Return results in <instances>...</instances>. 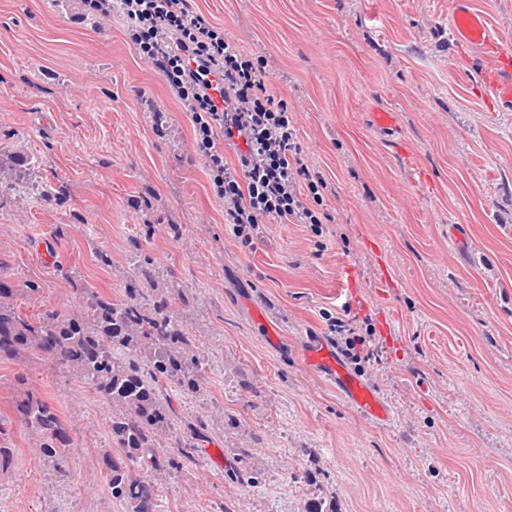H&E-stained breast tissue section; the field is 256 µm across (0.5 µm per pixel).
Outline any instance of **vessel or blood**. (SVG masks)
<instances>
[{"instance_id": "1", "label": "vessel or blood", "mask_w": 512, "mask_h": 512, "mask_svg": "<svg viewBox=\"0 0 512 512\" xmlns=\"http://www.w3.org/2000/svg\"><path fill=\"white\" fill-rule=\"evenodd\" d=\"M456 41L475 50L486 63L476 75V83L490 101L501 108L512 107V47L503 44L487 15L474 0H454L450 21ZM306 364L330 378L337 391L368 420L387 424L393 421L392 405L365 381L350 372L330 344L317 341L305 352Z\"/></svg>"}]
</instances>
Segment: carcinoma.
I'll list each match as a JSON object with an SVG mask.
<instances>
[{
	"label": "carcinoma",
	"instance_id": "1",
	"mask_svg": "<svg viewBox=\"0 0 512 512\" xmlns=\"http://www.w3.org/2000/svg\"><path fill=\"white\" fill-rule=\"evenodd\" d=\"M26 166V159L13 158L7 167L0 166V179L19 184ZM151 278L150 267L139 262L122 295L84 288L83 308L53 309L32 319L16 309L14 268L0 257V358L38 355L85 381L111 404L112 438L122 454L105 456L107 487L130 512H155L157 487L151 476L200 464L201 443L208 441L203 427L188 423L178 448L160 442L173 424L167 387L197 393L202 368L193 338L171 310L169 297H149L138 288V281ZM14 416L37 436L43 458L61 467L78 437L51 403L27 392L15 400Z\"/></svg>",
	"mask_w": 512,
	"mask_h": 512
}]
</instances>
